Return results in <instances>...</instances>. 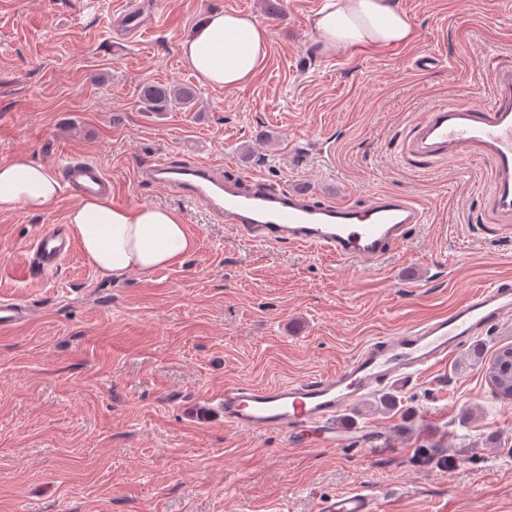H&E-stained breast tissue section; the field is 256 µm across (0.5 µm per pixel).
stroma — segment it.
I'll use <instances>...</instances> for the list:
<instances>
[{
  "instance_id": "stroma-1",
  "label": "stroma",
  "mask_w": 512,
  "mask_h": 512,
  "mask_svg": "<svg viewBox=\"0 0 512 512\" xmlns=\"http://www.w3.org/2000/svg\"><path fill=\"white\" fill-rule=\"evenodd\" d=\"M142 26H128L131 3ZM404 45L321 51L322 0H0V161L60 171L93 160L119 205L183 219L194 249L151 279L103 277L82 252L50 271L31 244L76 203L0 212V298L30 307L0 330V512H315L350 488L390 512H512V400L484 376L512 345L490 327L446 364L368 396L349 422L384 431L367 450L293 448L280 431L225 427L229 383L275 384L336 370L367 342L512 280V214L492 204L478 156L415 168L405 149L435 101L488 102L512 70V0H397ZM215 7L251 14L270 42L236 89L198 83L180 43ZM431 56L427 69L417 59ZM194 86L189 110L143 111V83ZM210 161L271 188L361 201L401 192L427 224L378 269L293 246L253 247L204 208L139 182V166Z\"/></svg>"
}]
</instances>
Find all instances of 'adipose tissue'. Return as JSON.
<instances>
[{"label": "adipose tissue", "instance_id": "adipose-tissue-1", "mask_svg": "<svg viewBox=\"0 0 512 512\" xmlns=\"http://www.w3.org/2000/svg\"><path fill=\"white\" fill-rule=\"evenodd\" d=\"M323 52L339 47L387 46L409 42L413 25L395 0H324L313 19ZM270 31L254 16L215 9L197 33L183 39V60L204 85L239 88L264 62ZM62 192L58 176L47 166L19 156L0 162V211L17 207L44 211ZM67 222L90 266L100 275L135 272L150 277L181 263L193 241L177 212L155 205L122 206L110 198L80 199Z\"/></svg>", "mask_w": 512, "mask_h": 512}]
</instances>
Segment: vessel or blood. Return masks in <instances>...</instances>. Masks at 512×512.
I'll return each mask as SVG.
<instances>
[{
    "label": "vessel or blood",
    "instance_id": "b4317fda",
    "mask_svg": "<svg viewBox=\"0 0 512 512\" xmlns=\"http://www.w3.org/2000/svg\"><path fill=\"white\" fill-rule=\"evenodd\" d=\"M407 148L417 163L451 157L467 162L471 151L488 161L493 202L512 214V71L499 73L490 101L432 104L414 124ZM78 196L111 195L112 180L93 161L64 167ZM143 181L161 184L201 204L213 222L252 245L305 248L330 260L375 269L400 249L426 211L406 194H374L362 203L312 200L306 192L269 190L254 177L223 176L207 161L175 166L157 160L139 172ZM76 243L65 225L46 226L34 241L33 263L53 270L69 258ZM31 314L21 303L0 300V329ZM512 318V284L496 281L477 289L448 312L430 317L398 336L367 344L345 365L328 374L270 386H225L226 426L241 431H283L295 447L363 446L383 441L382 432L339 424L344 412L374 387L413 377L445 363L482 336L489 326ZM318 512H386L382 501L360 489L322 500Z\"/></svg>",
    "mask_w": 512,
    "mask_h": 512
}]
</instances>
